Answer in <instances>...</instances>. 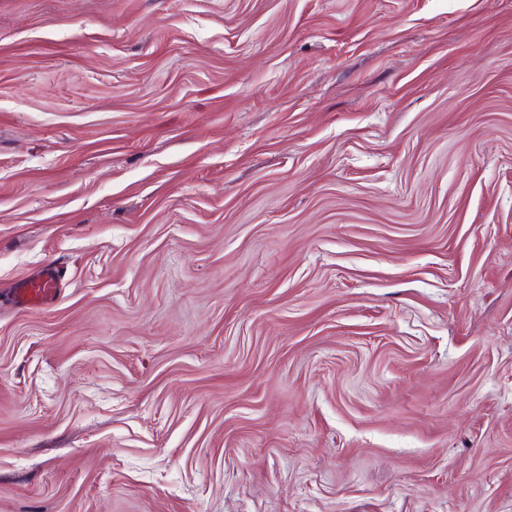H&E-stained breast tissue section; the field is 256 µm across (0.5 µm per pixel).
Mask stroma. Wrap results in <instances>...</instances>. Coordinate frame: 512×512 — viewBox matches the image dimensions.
I'll use <instances>...</instances> for the list:
<instances>
[{"label": "stroma", "mask_w": 512, "mask_h": 512, "mask_svg": "<svg viewBox=\"0 0 512 512\" xmlns=\"http://www.w3.org/2000/svg\"><path fill=\"white\" fill-rule=\"evenodd\" d=\"M0 512H512V0H0ZM57 289V278L49 272L40 279L21 284L17 294L22 305H44L52 300Z\"/></svg>", "instance_id": "1"}]
</instances>
